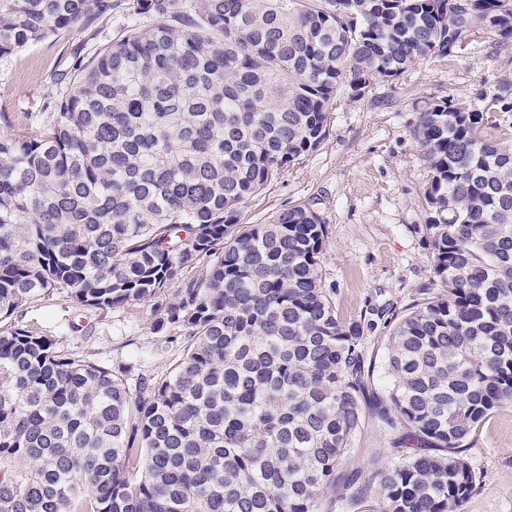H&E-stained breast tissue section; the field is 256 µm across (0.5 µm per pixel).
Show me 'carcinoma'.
Returning <instances> with one entry per match:
<instances>
[{"instance_id": "obj_1", "label": "carcinoma", "mask_w": 512, "mask_h": 512, "mask_svg": "<svg viewBox=\"0 0 512 512\" xmlns=\"http://www.w3.org/2000/svg\"><path fill=\"white\" fill-rule=\"evenodd\" d=\"M132 2L151 23L77 62L28 134H0V512H461L481 481L463 448L512 405V73L480 108L420 112L438 291L377 311V400L374 323L336 312L321 215L239 222L326 138L337 95L476 30L511 45L512 0ZM115 7L0 0V56ZM54 292L82 310L153 299L184 354L132 389L13 320ZM370 423L391 457L371 485L357 467L336 483ZM389 335V327L386 324L378 322V326L373 331H365L364 336H367V354L368 359L372 361L375 366V385L379 392H384L385 384L382 380L383 366L386 356V343L387 336Z\"/></svg>"}]
</instances>
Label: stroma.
Listing matches in <instances>:
<instances>
[{
    "instance_id": "obj_1",
    "label": "stroma",
    "mask_w": 512,
    "mask_h": 512,
    "mask_svg": "<svg viewBox=\"0 0 512 512\" xmlns=\"http://www.w3.org/2000/svg\"><path fill=\"white\" fill-rule=\"evenodd\" d=\"M135 21L126 0L92 28L75 27L0 57V113L13 132L37 123L66 86L60 74L96 55ZM512 46H495L476 32L467 50L417 61L398 80L377 83L362 100L337 97L328 134L319 147L291 163L241 209L245 226L311 200L328 225L320 255L322 274L335 290L341 319L373 307L405 309L431 287L432 258L423 232L424 191L431 177L413 129L425 102L453 96L477 105L493 94ZM153 302L87 312L61 295L25 308L20 324L44 327L61 347L123 375L128 385L167 374L183 354L177 329L159 325ZM387 436L368 425L351 455L372 476L388 458ZM466 456L483 475L463 512H512V405L496 409L469 438Z\"/></svg>"
}]
</instances>
